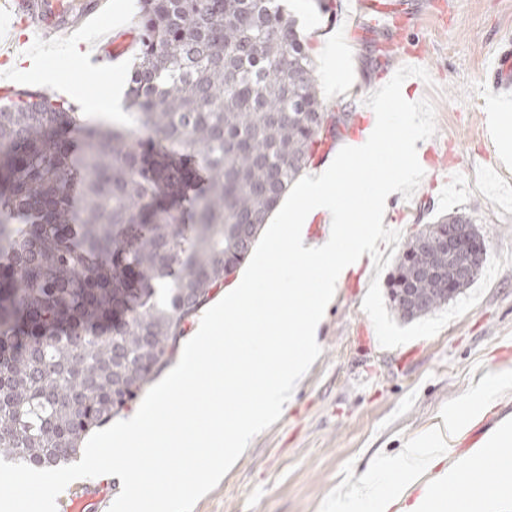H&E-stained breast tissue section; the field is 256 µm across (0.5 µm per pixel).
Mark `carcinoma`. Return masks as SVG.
Returning a JSON list of instances; mask_svg holds the SVG:
<instances>
[{"instance_id":"obj_1","label":"carcinoma","mask_w":512,"mask_h":512,"mask_svg":"<svg viewBox=\"0 0 512 512\" xmlns=\"http://www.w3.org/2000/svg\"><path fill=\"white\" fill-rule=\"evenodd\" d=\"M129 119L18 89L0 105V458L77 457L167 364L182 324L251 253L321 140L308 47L278 0H140ZM443 214L387 280L403 321L445 307ZM413 288L408 309L401 289Z\"/></svg>"}]
</instances>
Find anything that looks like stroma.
<instances>
[{"label": "stroma", "mask_w": 512, "mask_h": 512, "mask_svg": "<svg viewBox=\"0 0 512 512\" xmlns=\"http://www.w3.org/2000/svg\"><path fill=\"white\" fill-rule=\"evenodd\" d=\"M430 0L431 20L393 30L402 50L422 48L430 79L409 85L406 99L429 100L436 133L417 141L421 151L453 146L459 177L449 186L422 179L411 199L394 193L385 210L392 229L409 238L441 214L474 208L487 254L512 256V103L501 104L485 46L512 43V0ZM311 48L324 102H351L368 111L365 98L386 84L378 51L351 33L350 0H282ZM335 31L350 51L323 63L316 31ZM79 36L66 35L41 53L36 70H16L20 89L82 91L85 118L111 124L102 110L113 84H126L135 60L95 72L72 62ZM365 291L340 288L320 326L321 355L312 364L285 414L255 436L250 450L193 512H328L330 499L363 477L375 459L397 453L425 434L450 406L465 402L490 373L505 376L494 407L512 414V263L494 277L481 300L437 335L382 348L362 308Z\"/></svg>", "instance_id": "1"}]
</instances>
